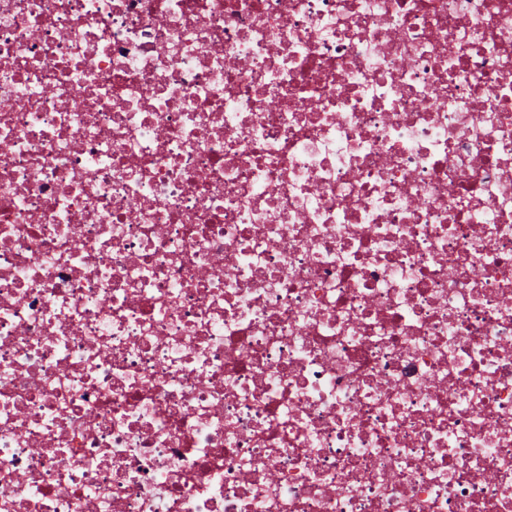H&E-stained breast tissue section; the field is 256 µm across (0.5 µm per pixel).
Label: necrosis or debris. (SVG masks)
<instances>
[{
	"instance_id": "1",
	"label": "necrosis or debris",
	"mask_w": 512,
	"mask_h": 512,
	"mask_svg": "<svg viewBox=\"0 0 512 512\" xmlns=\"http://www.w3.org/2000/svg\"><path fill=\"white\" fill-rule=\"evenodd\" d=\"M0 512H512V0H0Z\"/></svg>"
}]
</instances>
